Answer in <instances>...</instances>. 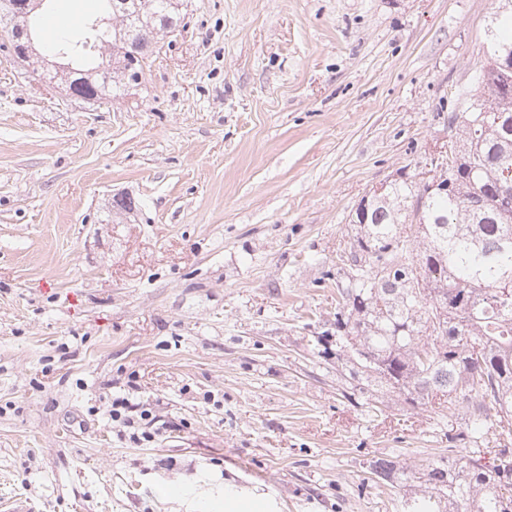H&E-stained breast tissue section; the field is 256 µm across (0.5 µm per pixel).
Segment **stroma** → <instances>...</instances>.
Instances as JSON below:
<instances>
[{"label": "stroma", "instance_id": "obj_1", "mask_svg": "<svg viewBox=\"0 0 512 512\" xmlns=\"http://www.w3.org/2000/svg\"><path fill=\"white\" fill-rule=\"evenodd\" d=\"M496 7L185 0L100 105L32 81L52 43L0 50V512H403L367 467L443 453L434 414L349 405L312 344L351 211L458 141Z\"/></svg>", "mask_w": 512, "mask_h": 512}]
</instances>
